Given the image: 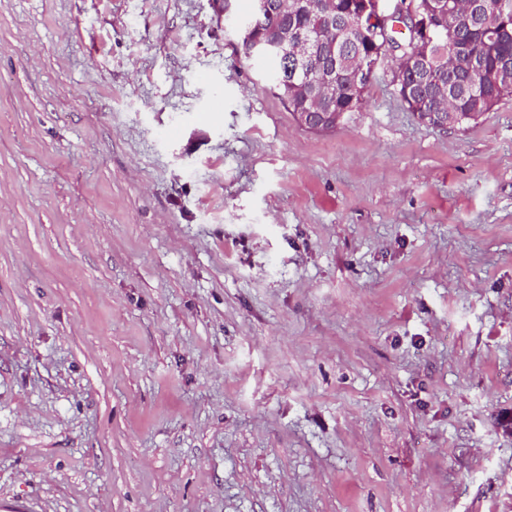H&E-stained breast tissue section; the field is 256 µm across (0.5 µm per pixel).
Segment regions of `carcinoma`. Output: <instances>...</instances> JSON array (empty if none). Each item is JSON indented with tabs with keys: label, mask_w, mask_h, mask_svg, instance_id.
Returning a JSON list of instances; mask_svg holds the SVG:
<instances>
[{
	"label": "carcinoma",
	"mask_w": 512,
	"mask_h": 512,
	"mask_svg": "<svg viewBox=\"0 0 512 512\" xmlns=\"http://www.w3.org/2000/svg\"><path fill=\"white\" fill-rule=\"evenodd\" d=\"M356 0H334L331 10L325 9L323 0H299L297 11L286 14L280 11V0H266V8L259 11L252 8L248 19L249 27L238 31L244 50L249 44L261 40L276 39L286 31L302 41L304 51L295 57L274 54L277 61L275 72L276 94L288 105L292 114L299 118L301 113L310 111L309 99L314 92L313 81L321 74L336 77V98L326 102L320 117L309 128L327 131L344 121L350 112H357L364 104V91L355 87L349 78L352 58L361 55L372 57L373 45L355 32L342 29L344 18L351 13ZM449 0H416L418 10L423 14H438L443 24V36L429 47L421 58H412L413 65L422 69L424 83L416 89L396 87V92L407 110L417 112L457 113V125L461 126L476 119L474 113L490 111L496 103L512 97V85L498 84L494 72L503 63L512 66V35L506 33L495 40L477 39L472 42L471 53L480 57L485 64V75L463 89L460 83L448 78V68L441 61V47L450 37H467L463 17L465 11L445 8ZM483 17L491 22L501 15H512V0H482Z\"/></svg>",
	"instance_id": "1"
}]
</instances>
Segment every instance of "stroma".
<instances>
[{"mask_svg":"<svg viewBox=\"0 0 512 512\" xmlns=\"http://www.w3.org/2000/svg\"><path fill=\"white\" fill-rule=\"evenodd\" d=\"M247 14L0 0V512H512V97L309 130Z\"/></svg>","mask_w":512,"mask_h":512,"instance_id":"1","label":"stroma"}]
</instances>
